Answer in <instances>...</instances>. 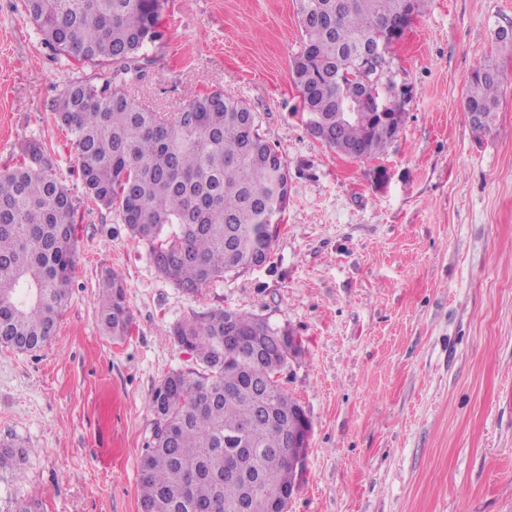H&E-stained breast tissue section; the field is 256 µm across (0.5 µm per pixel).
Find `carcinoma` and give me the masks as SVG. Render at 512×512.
<instances>
[{"label":"carcinoma","mask_w":512,"mask_h":512,"mask_svg":"<svg viewBox=\"0 0 512 512\" xmlns=\"http://www.w3.org/2000/svg\"><path fill=\"white\" fill-rule=\"evenodd\" d=\"M23 14L57 52L91 67L112 66V82L128 74L138 54L160 40L162 0H22ZM405 0H297L300 16L322 13L328 23L303 26L304 41L292 74L307 126L325 127L329 147L356 161L378 158L396 133L387 123H354L345 111L350 86L340 66L401 17ZM500 78L483 59L472 73L463 104L479 113L476 132L491 130ZM56 119L75 149L89 194L116 206L134 238L150 249L159 272L189 293L249 266L269 261L279 217L288 205V165L267 142L246 103L214 89L193 98L175 118L154 112L112 87L80 81L62 96ZM0 170V345L30 352L44 347L68 300L76 262L74 224L79 202L56 178L55 159L37 142ZM99 318L114 340L128 335L126 285L105 272L99 283ZM259 316L213 309L173 327L195 367L168 374L149 407L154 439L145 449L138 505L148 512H235L251 489L261 500L285 502L295 482L293 461L272 455L300 423L301 405L281 376L288 357L228 347L235 328L248 336ZM263 404L267 416L254 417ZM250 420L246 441L237 433ZM238 448L247 478L218 485L207 472L224 469ZM30 449L0 441V473L17 475Z\"/></svg>","instance_id":"1"}]
</instances>
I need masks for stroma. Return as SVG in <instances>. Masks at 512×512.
<instances>
[{"label":"stroma","mask_w":512,"mask_h":512,"mask_svg":"<svg viewBox=\"0 0 512 512\" xmlns=\"http://www.w3.org/2000/svg\"><path fill=\"white\" fill-rule=\"evenodd\" d=\"M512 0H422L391 49L410 91L386 153L353 160L314 138L291 63L296 0H163L161 40L115 83L167 115L222 89L247 103L283 157L292 192L268 263L189 294L161 275L118 209L86 193L55 104L76 82L111 79L56 53L21 0H0V169L42 143L81 203L67 305L51 341L0 345V439L31 454L0 479L42 512H137L152 439L148 403L194 367L174 325L215 309L288 327L283 375L311 423L288 512H512ZM501 75L488 133L462 108L471 72ZM127 286L124 340L99 322L104 271Z\"/></svg>","instance_id":"obj_1"}]
</instances>
